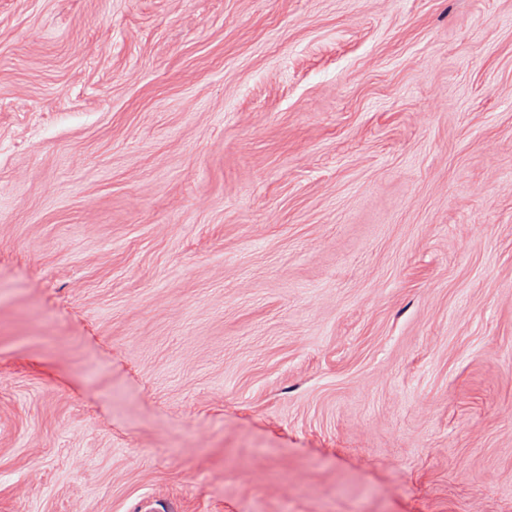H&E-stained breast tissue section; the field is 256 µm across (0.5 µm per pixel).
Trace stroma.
Here are the masks:
<instances>
[{
  "label": "stroma",
  "mask_w": 512,
  "mask_h": 512,
  "mask_svg": "<svg viewBox=\"0 0 512 512\" xmlns=\"http://www.w3.org/2000/svg\"><path fill=\"white\" fill-rule=\"evenodd\" d=\"M0 512H512V0H0Z\"/></svg>",
  "instance_id": "obj_1"
}]
</instances>
